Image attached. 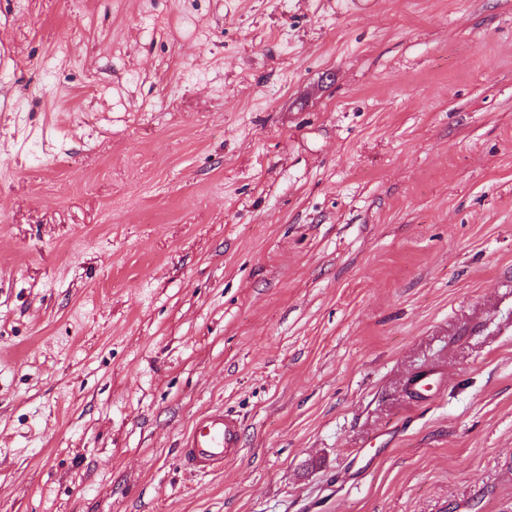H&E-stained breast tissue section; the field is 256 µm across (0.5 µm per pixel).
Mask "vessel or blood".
<instances>
[{
	"instance_id": "1",
	"label": "vessel or blood",
	"mask_w": 512,
	"mask_h": 512,
	"mask_svg": "<svg viewBox=\"0 0 512 512\" xmlns=\"http://www.w3.org/2000/svg\"><path fill=\"white\" fill-rule=\"evenodd\" d=\"M241 447L238 419L217 408L208 410L197 419L180 450V456L193 472L208 474L237 458Z\"/></svg>"
}]
</instances>
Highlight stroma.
I'll return each instance as SVG.
<instances>
[{"label": "stroma", "instance_id": "35a3bbf8", "mask_svg": "<svg viewBox=\"0 0 512 512\" xmlns=\"http://www.w3.org/2000/svg\"><path fill=\"white\" fill-rule=\"evenodd\" d=\"M0 512H512V0H0ZM242 447L238 419L222 408L201 415L192 426L185 444L180 448L183 462L198 474H209L234 460Z\"/></svg>", "mask_w": 512, "mask_h": 512}]
</instances>
